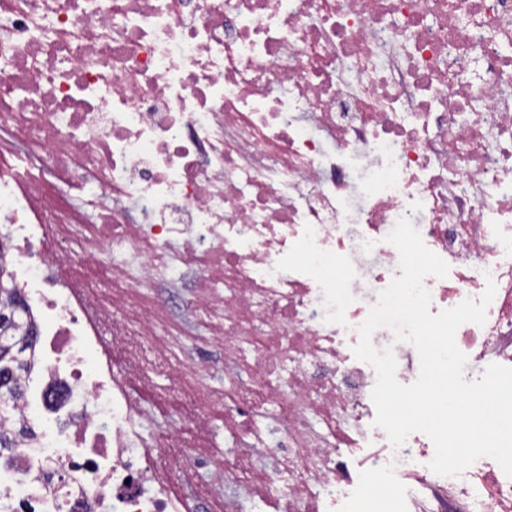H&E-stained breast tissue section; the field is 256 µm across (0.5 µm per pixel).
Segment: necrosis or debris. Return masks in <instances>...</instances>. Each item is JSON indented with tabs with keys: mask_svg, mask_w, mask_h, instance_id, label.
Wrapping results in <instances>:
<instances>
[{
	"mask_svg": "<svg viewBox=\"0 0 512 512\" xmlns=\"http://www.w3.org/2000/svg\"><path fill=\"white\" fill-rule=\"evenodd\" d=\"M403 217L449 266L431 313L496 286L455 336L466 380L512 367V0H0V227L39 382L0 512H512L494 459L446 477L425 434L393 448L342 343L401 274ZM188 275L178 314L157 290ZM107 324L187 428L144 438L152 378ZM202 468L223 496H177Z\"/></svg>",
	"mask_w": 512,
	"mask_h": 512,
	"instance_id": "obj_1",
	"label": "necrosis or debris"
}]
</instances>
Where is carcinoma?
Masks as SVG:
<instances>
[{
  "label": "carcinoma",
  "instance_id": "1",
  "mask_svg": "<svg viewBox=\"0 0 512 512\" xmlns=\"http://www.w3.org/2000/svg\"><path fill=\"white\" fill-rule=\"evenodd\" d=\"M2 295L8 299V308H0V448H10L16 430L7 406L22 394L19 371L24 368V361L21 354L34 335V330H28L26 336L13 335L17 328L16 312L25 309V303L17 295L15 286L0 277Z\"/></svg>",
  "mask_w": 512,
  "mask_h": 512
}]
</instances>
